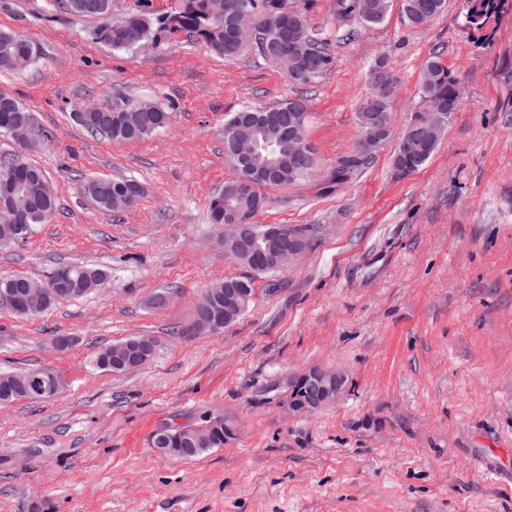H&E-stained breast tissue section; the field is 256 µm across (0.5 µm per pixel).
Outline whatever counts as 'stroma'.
<instances>
[{
	"instance_id": "1",
	"label": "stroma",
	"mask_w": 512,
	"mask_h": 512,
	"mask_svg": "<svg viewBox=\"0 0 512 512\" xmlns=\"http://www.w3.org/2000/svg\"><path fill=\"white\" fill-rule=\"evenodd\" d=\"M466 0L413 28L399 8L302 86L255 47L227 60L186 35L126 51L91 36L95 20L50 0H0V30L37 54L0 72L42 130L16 154L57 196L47 223L0 247V276L45 280L58 265L105 269L102 289L20 318L0 310V370L48 365L64 389L0 405V512H512V0L490 37L469 31ZM397 81L391 135L340 171L358 137L369 67ZM439 57L462 97L428 162L396 176L393 158L425 63ZM304 98L317 169L265 189L258 224L312 227L281 272L256 277L249 310L222 332L194 329L195 304L245 275L224 252L209 201L233 174L224 119L246 105ZM149 99L168 124L138 142L93 135L75 108ZM132 176L134 207L106 212L94 178ZM155 337L153 361L95 367L129 336ZM76 337L64 351L54 342ZM314 367L344 377L315 411L289 409V381ZM223 416V447L191 460L151 445L170 424Z\"/></svg>"
}]
</instances>
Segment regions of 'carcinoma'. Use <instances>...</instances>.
Returning <instances> with one entry per match:
<instances>
[{
	"instance_id": "cac0c4a2",
	"label": "carcinoma",
	"mask_w": 512,
	"mask_h": 512,
	"mask_svg": "<svg viewBox=\"0 0 512 512\" xmlns=\"http://www.w3.org/2000/svg\"><path fill=\"white\" fill-rule=\"evenodd\" d=\"M225 0H180L178 10L163 17L139 11L105 26L97 19V13H83L97 20L93 30L94 39L114 49L139 50L155 44L162 32L186 33L205 44L214 53L228 59L236 57L244 47L229 24L221 19ZM238 5L237 23L254 26V44L262 56L282 67L291 80L308 86L316 83L332 65L328 45L335 34L333 28L313 30L306 13L294 5L293 0H233ZM393 0H336V25H341L352 16L365 26L379 25L386 19ZM500 0H467L466 23L477 31L490 28L496 16ZM445 0H400L405 23L419 28L430 23L444 8ZM291 15L301 20L302 42L297 50L286 57L278 56L272 46L279 44V19ZM36 53L33 43L24 35L12 31H0V70L18 68L20 55L28 57ZM372 80L365 98L359 105L357 118L365 112L385 113L384 135L390 133V102L396 93L395 80L387 68L386 60L379 57L370 66ZM418 92L425 107L410 117V123L433 132L432 112H442V121L449 120L460 101V86L439 58L429 59L422 72ZM15 108L0 103V125L15 123L32 125L27 110L14 102ZM297 101L291 100L272 106L248 105L233 112L224 120V150L230 149L229 139L253 141L254 155L244 164H232L234 175L224 182V190L209 202L210 217L214 224L224 223V215L239 214L247 224L253 223L256 213L265 205L260 193L263 187H280L311 179L316 160L307 162L294 159L293 149L276 129L267 126L271 116H296L302 123L308 122V113L296 112ZM77 124L87 131L108 137L114 141L134 142L153 135L163 127L169 114L151 102H142L133 108L100 104L92 112L73 113ZM430 146L425 153L406 152L407 143L399 140L393 159L397 171L413 165L419 169L430 159L439 139L429 137ZM8 171L24 182L26 199L40 207L22 224L7 223L0 218V240L10 239L14 243L28 238L34 226L49 221L56 208L55 194L41 171L19 158H0V173ZM136 183L132 177L118 179H91L84 184L85 193L103 210L111 212L124 208L125 193ZM49 277L59 280L80 281L78 295L89 293L107 278L106 272L90 265L68 263L53 269ZM192 430L184 426L167 434L166 456L176 459H194L212 448L224 447V420L210 431L198 432L199 441L188 443L187 433Z\"/></svg>"
}]
</instances>
